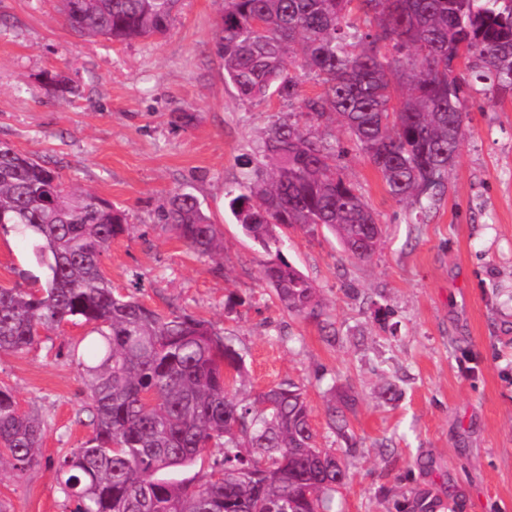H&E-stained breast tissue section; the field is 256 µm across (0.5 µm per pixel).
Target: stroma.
<instances>
[{
    "label": "stroma",
    "mask_w": 512,
    "mask_h": 512,
    "mask_svg": "<svg viewBox=\"0 0 512 512\" xmlns=\"http://www.w3.org/2000/svg\"><path fill=\"white\" fill-rule=\"evenodd\" d=\"M222 7L180 0L165 38L119 44L75 34L61 0H0V141L124 210L105 276L152 309L236 337L245 369L229 394L302 387L318 446L349 475L332 512H512V97H477L445 192L419 220L329 126L340 174L385 235L360 262L327 229L292 233L284 253L320 300L319 316H297L227 207L289 106L225 85ZM179 190L218 225L223 254L197 257L165 228L160 213ZM34 268L21 237L0 229V285ZM89 331L65 322L27 351L0 352V382L46 425L34 465L0 467L8 512L64 510L57 463L93 430L84 371L67 351Z\"/></svg>",
    "instance_id": "1"
}]
</instances>
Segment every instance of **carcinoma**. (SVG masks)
Here are the masks:
<instances>
[{
  "label": "carcinoma",
  "instance_id": "carcinoma-1",
  "mask_svg": "<svg viewBox=\"0 0 512 512\" xmlns=\"http://www.w3.org/2000/svg\"><path fill=\"white\" fill-rule=\"evenodd\" d=\"M75 32L114 43L163 37L179 0H63ZM224 82L246 99L278 96L293 111L257 147L265 169L229 209L269 256L262 278L291 313L315 315L313 284L287 259L290 230L333 232L369 259L382 225L338 173L333 122L381 173L389 193L425 215L441 198L466 135L478 85L512 96V0H224ZM321 90L302 93L292 69ZM166 227L199 257L224 250L217 225L190 193H173ZM17 229L43 276L0 286V352H22L39 331L71 321L96 336L70 355L82 365L94 432L62 457L64 512H331L347 470L315 444L300 388L257 397L226 390L242 376L236 339L190 314L163 315L112 288L101 268L127 231L125 214L0 142V228ZM42 422L0 385V465L38 458ZM209 470L189 474L207 449Z\"/></svg>",
  "mask_w": 512,
  "mask_h": 512
}]
</instances>
